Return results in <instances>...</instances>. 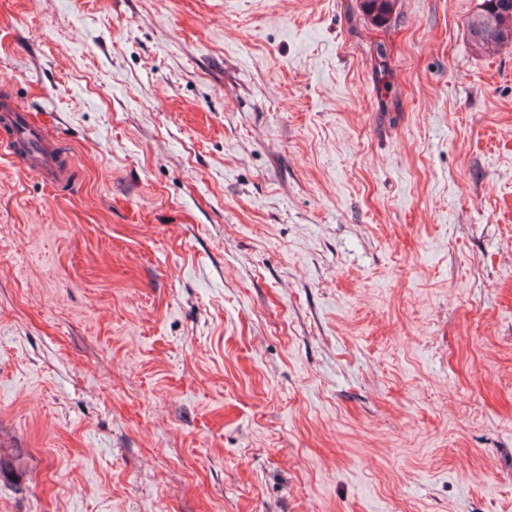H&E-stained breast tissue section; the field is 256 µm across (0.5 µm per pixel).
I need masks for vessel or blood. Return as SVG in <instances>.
I'll list each match as a JSON object with an SVG mask.
<instances>
[{
    "label": "vessel or blood",
    "mask_w": 512,
    "mask_h": 512,
    "mask_svg": "<svg viewBox=\"0 0 512 512\" xmlns=\"http://www.w3.org/2000/svg\"><path fill=\"white\" fill-rule=\"evenodd\" d=\"M23 155L25 168L43 181L59 185L70 178L67 163L53 143L46 140L28 119L18 101L6 100L0 106V156Z\"/></svg>",
    "instance_id": "vessel-or-blood-1"
}]
</instances>
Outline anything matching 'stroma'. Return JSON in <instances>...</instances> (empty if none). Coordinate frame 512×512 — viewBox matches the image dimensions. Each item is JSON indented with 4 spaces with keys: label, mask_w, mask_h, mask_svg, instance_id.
<instances>
[{
    "label": "stroma",
    "mask_w": 512,
    "mask_h": 512,
    "mask_svg": "<svg viewBox=\"0 0 512 512\" xmlns=\"http://www.w3.org/2000/svg\"><path fill=\"white\" fill-rule=\"evenodd\" d=\"M481 3L0 0V512H512ZM395 2V0H361L360 8L373 24L381 25L391 15ZM3 103L0 115L1 157L14 158L22 149L28 172L51 184L66 183L70 178V169L57 154L54 144L46 140L29 121L25 109L17 100L9 99Z\"/></svg>",
    "instance_id": "stroma-1"
}]
</instances>
